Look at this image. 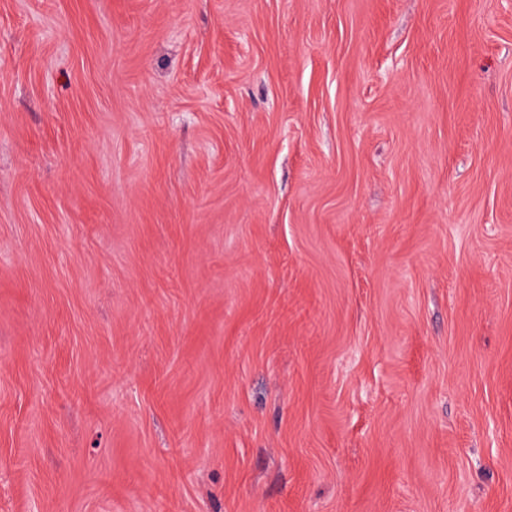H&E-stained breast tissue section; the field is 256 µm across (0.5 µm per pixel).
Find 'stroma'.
Here are the masks:
<instances>
[{
    "label": "stroma",
    "mask_w": 512,
    "mask_h": 512,
    "mask_svg": "<svg viewBox=\"0 0 512 512\" xmlns=\"http://www.w3.org/2000/svg\"><path fill=\"white\" fill-rule=\"evenodd\" d=\"M0 512H512V0H0Z\"/></svg>",
    "instance_id": "stroma-1"
}]
</instances>
